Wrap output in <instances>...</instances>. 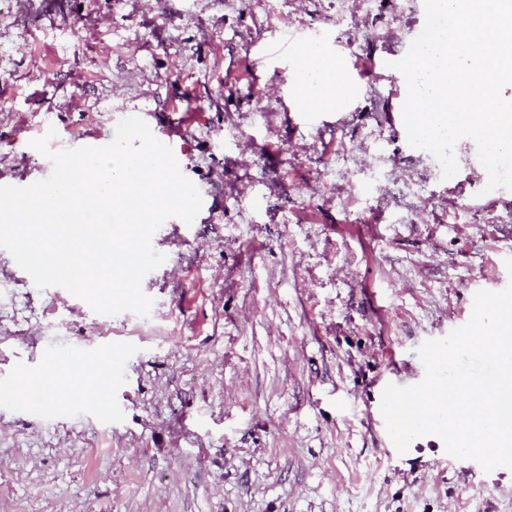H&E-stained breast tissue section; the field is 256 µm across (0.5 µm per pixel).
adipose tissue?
<instances>
[{"instance_id":"ef3b65f1","label":"adipose tissue","mask_w":512,"mask_h":512,"mask_svg":"<svg viewBox=\"0 0 512 512\" xmlns=\"http://www.w3.org/2000/svg\"><path fill=\"white\" fill-rule=\"evenodd\" d=\"M296 78L300 98L320 110L339 109L350 93L339 63L328 58L315 43L307 46Z\"/></svg>"}]
</instances>
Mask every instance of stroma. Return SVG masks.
<instances>
[{
	"instance_id": "35a3bbf8",
	"label": "stroma",
	"mask_w": 512,
	"mask_h": 512,
	"mask_svg": "<svg viewBox=\"0 0 512 512\" xmlns=\"http://www.w3.org/2000/svg\"><path fill=\"white\" fill-rule=\"evenodd\" d=\"M423 0H0V184L47 178L31 146L109 143L183 100L181 171L203 203L161 225L149 317L38 289L0 249V391L55 379L93 344L108 391L46 415L0 398V512H512V469L473 475L436 436L396 451L387 384L416 348L512 281V191L485 192L468 138L458 173L411 147L391 70ZM303 36L370 70L334 112H303Z\"/></svg>"
}]
</instances>
